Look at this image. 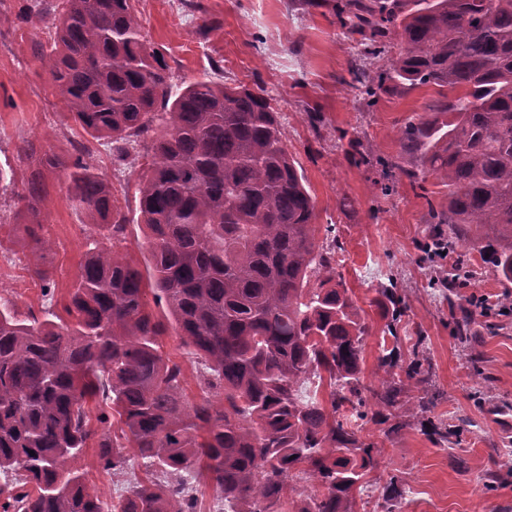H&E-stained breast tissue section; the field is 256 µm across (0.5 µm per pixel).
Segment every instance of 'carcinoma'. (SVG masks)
I'll return each instance as SVG.
<instances>
[{
  "instance_id": "1",
  "label": "carcinoma",
  "mask_w": 512,
  "mask_h": 512,
  "mask_svg": "<svg viewBox=\"0 0 512 512\" xmlns=\"http://www.w3.org/2000/svg\"><path fill=\"white\" fill-rule=\"evenodd\" d=\"M336 16L363 57L401 43L377 82L355 66L349 86L454 93L405 125L401 150L419 168L391 166L412 183L428 171L448 187V210L430 213L429 242L488 227L485 262L512 283V0H344ZM17 19L54 29L40 60L86 133L109 139L120 161L151 142L138 188L151 266L146 278L96 242L62 304L70 320L20 319L0 305V473L9 476L0 512H200L201 476L224 512H350L377 460L340 407L366 392L387 420L403 384H364L369 327L318 244L315 202L266 91L210 81L173 90L131 0H64L58 13L33 0ZM67 179L76 206L120 240L125 218L113 220L108 181L81 154ZM40 181L33 170L24 231L46 290ZM459 278L439 285L469 341L483 301L460 303ZM149 291L167 316L151 309ZM380 294L383 333L394 338L398 301L391 288ZM171 330L202 365L197 400L185 393L183 365L162 350ZM314 381L329 386V406L302 394ZM116 424L125 445L111 434ZM90 447L106 472L144 466L112 511L76 466Z\"/></svg>"
}]
</instances>
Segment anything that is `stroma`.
Wrapping results in <instances>:
<instances>
[{
  "label": "stroma",
  "instance_id": "stroma-1",
  "mask_svg": "<svg viewBox=\"0 0 512 512\" xmlns=\"http://www.w3.org/2000/svg\"><path fill=\"white\" fill-rule=\"evenodd\" d=\"M27 0H0V297L19 318L61 313L87 246L96 233L75 208L63 168L42 170V233L52 242L43 262L52 272L43 292L30 271L22 211L31 169L22 152L74 157L78 144L112 187L115 210L126 219L117 245L146 269L149 252L139 212L138 183L148 161L145 145L120 163L107 140L77 125L56 96L53 79L36 55L51 51V30L17 21ZM132 0L147 44L159 51L174 87L210 80L230 87H263L282 124L289 154L315 202L320 244L370 327L364 370L372 372L382 348L398 353L394 369L404 391L395 421L372 418L370 405L351 417L359 442L377 448L378 464L352 498V512H512V478L501 467L512 458V315L494 303L506 291L479 244L457 242L451 267L468 271L460 293L491 302L471 325L478 343L461 342L448 303L432 281L439 269L423 251L430 210L448 207V191L432 174L417 183L385 176L382 160L395 159L408 121L430 115L440 101L433 87L406 92L385 87L375 101L357 96L346 80L356 43L336 20L337 0ZM394 289L404 312L397 335L384 337L376 305ZM421 372L405 376L412 360ZM464 424L458 441L444 427ZM403 495L394 505L390 485Z\"/></svg>",
  "mask_w": 512,
  "mask_h": 512
}]
</instances>
